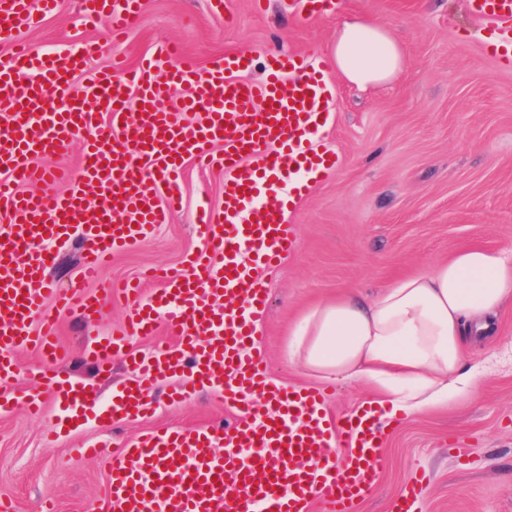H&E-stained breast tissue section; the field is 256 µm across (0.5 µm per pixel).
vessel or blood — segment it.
Returning a JSON list of instances; mask_svg holds the SVG:
<instances>
[{
  "label": "vessel or blood",
  "instance_id": "b4317fda",
  "mask_svg": "<svg viewBox=\"0 0 512 512\" xmlns=\"http://www.w3.org/2000/svg\"><path fill=\"white\" fill-rule=\"evenodd\" d=\"M140 0H81L88 22H106L120 40ZM473 13L495 25L499 52L512 55V0H470ZM30 0H0V41L14 45L0 57V384L18 375L17 355L35 348L46 365L62 357L56 338L62 314L95 322L105 291L92 292L113 254L149 236L181 210L177 179L185 161L220 165L224 213H203L204 248L185 268L159 269L163 286L142 299L138 284L124 288L129 309L123 329L88 344L86 354L109 366L125 354L135 379L113 389L112 422L149 413L148 393L162 377L180 376L170 395L181 402L198 392L222 396L232 420L222 427L165 429L142 434L119 451L110 443L86 447L111 460L108 512H356L385 466L380 412L363 404L332 414L326 394L275 383L256 350L257 327L269 309L262 275L297 246L285 214L307 192L311 175L334 168V152L315 148L333 92L308 56L268 54L266 75L241 79L252 61L226 54L205 73L178 64L176 45L161 42L136 67L113 59L111 70L84 89L72 78L99 51L89 41L76 50L39 52L19 45L36 24ZM183 95L166 100L173 89ZM86 148L80 165L55 172L35 166L38 153L62 154L77 135ZM224 152L212 153L214 144ZM67 184L63 193L28 195L25 183ZM96 186L109 205L89 211L82 188ZM84 255L79 273L60 288L45 275L73 235ZM42 312L38 331L29 317ZM166 321L179 343L150 355L129 352L132 339L153 336ZM66 411L97 400L78 382L50 379ZM224 462H217L216 448ZM426 477L409 480L388 512H409Z\"/></svg>",
  "mask_w": 512,
  "mask_h": 512
}]
</instances>
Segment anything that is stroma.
Wrapping results in <instances>:
<instances>
[{
    "label": "stroma",
    "instance_id": "stroma-1",
    "mask_svg": "<svg viewBox=\"0 0 512 512\" xmlns=\"http://www.w3.org/2000/svg\"><path fill=\"white\" fill-rule=\"evenodd\" d=\"M334 9L308 20L291 0H141L122 42L112 43L106 24L84 26L79 0H58L55 11L23 32L39 51L73 49L92 39L102 46L75 78L84 85L112 65L113 56L136 64L156 43L176 42L181 64L203 73L214 60L240 53L253 60L250 79L265 74L266 53L284 48L323 64L334 110L317 146L334 151V169L319 174L287 216L298 247L267 278L269 311L261 322L263 360L270 376L293 387L326 388L327 409L350 412L373 400L364 383L324 382L290 360L288 329L312 305L350 292L377 296L401 276L424 272L459 249L479 246L512 251V59L490 42L492 26L474 16L468 0H334ZM347 19L383 21L405 50L401 74L368 87L350 83L331 55L336 28ZM184 207L158 225L138 248L115 255L103 277L133 279L148 267H181L201 247L196 215L224 208V173L187 163L179 181ZM126 302L114 293L93 325L64 317L60 340L68 356L59 377L95 391L96 406L47 444L61 414L47 398L30 415L31 393L45 391V366L32 349L21 351L15 381L1 389L13 408L0 413V499L16 512H36L51 497L56 512H98L109 464L79 455L102 439L126 441L166 428L225 424L221 398L209 393L182 404L168 401L177 382H157L153 414L119 424L102 420L112 385L129 379L123 354L104 373L84 347L121 326ZM463 364L473 371V393L424 413H398L385 430V468L358 512H387L407 481L429 477L413 512H512V304L494 318L491 335L466 340Z\"/></svg>",
    "mask_w": 512,
    "mask_h": 512
}]
</instances>
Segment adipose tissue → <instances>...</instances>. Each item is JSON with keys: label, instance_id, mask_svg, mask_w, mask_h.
Here are the masks:
<instances>
[{"label": "adipose tissue", "instance_id": "adipose-tissue-1", "mask_svg": "<svg viewBox=\"0 0 512 512\" xmlns=\"http://www.w3.org/2000/svg\"><path fill=\"white\" fill-rule=\"evenodd\" d=\"M337 70L364 87L395 78L403 53L382 23H345L333 50ZM512 303V258L458 250L429 271L397 279L372 301L351 294L319 303L290 330L288 356L327 381H361L395 411L420 412L448 394H469L462 366L469 336Z\"/></svg>", "mask_w": 512, "mask_h": 512}]
</instances>
